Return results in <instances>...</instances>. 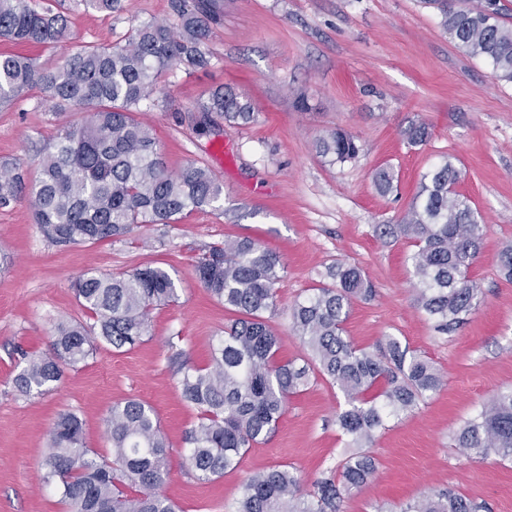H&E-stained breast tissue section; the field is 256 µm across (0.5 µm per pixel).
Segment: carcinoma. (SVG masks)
<instances>
[{
    "instance_id": "obj_1",
    "label": "carcinoma",
    "mask_w": 512,
    "mask_h": 512,
    "mask_svg": "<svg viewBox=\"0 0 512 512\" xmlns=\"http://www.w3.org/2000/svg\"><path fill=\"white\" fill-rule=\"evenodd\" d=\"M437 10L440 25L459 48L492 66L493 77L512 83V27L501 20L496 0H424ZM178 23L150 20L124 43L81 45L55 70L14 51L0 53V102L38 90L54 108L78 107L90 118L58 134L38 162L39 177L26 188L19 166L0 170V206L29 193L28 203L45 238L56 245L95 244L123 236L133 224H175L195 210L219 209L223 188L206 167L189 163L167 169L151 129L138 112L175 67L191 72L210 64L209 23L217 0H170ZM68 36V18L32 0H0V39L15 46L52 48ZM205 117L217 114L249 123L256 108L230 88H217L199 102ZM403 136L410 146L432 137L422 120ZM332 163L358 158L356 136L334 129L315 142ZM461 170L446 157L425 173L420 189L398 223L379 224L381 237L404 238L415 247L408 257L418 279L416 304L446 334L481 302V288L468 270L480 254L485 225L455 190ZM382 194L394 190L395 174H374ZM283 270L279 256L249 238L213 246L197 262L196 274L235 319L213 347L203 369H188L181 396L198 411L187 435L189 469L213 480L237 467L242 455L268 441L288 407L314 371L339 386L348 407L337 414L341 432L356 452L347 458L340 481L325 478L313 494L299 493L296 469L276 463L251 474L236 512H341L343 494L364 485L376 470L364 449L389 415L412 410L442 385L433 363L393 337L370 351L344 336L352 302L369 300L375 289L356 266L336 263L322 283L292 307V331L310 351L301 367L276 360L280 336L271 323L277 311L275 285ZM87 319L59 322L48 353L24 355L13 378L23 396L53 389L65 368L85 362L99 345L119 351L143 342L150 314L173 302L177 288L169 271L146 264L116 275L86 272L73 283ZM112 459L84 445L83 422L72 411L59 413L48 432L41 481L53 487L69 512H180L161 492L169 476V445L158 416L146 403L129 399L112 405L106 428ZM456 447L477 456L512 460V390L496 394L456 431ZM465 497L445 490L399 506L398 512H475Z\"/></svg>"
}]
</instances>
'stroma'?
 <instances>
[{
    "label": "stroma",
    "instance_id": "obj_1",
    "mask_svg": "<svg viewBox=\"0 0 512 512\" xmlns=\"http://www.w3.org/2000/svg\"><path fill=\"white\" fill-rule=\"evenodd\" d=\"M60 6L71 39L34 50L41 68L63 65L82 44H108L152 19H172L170 0H121L106 14L81 0H36ZM211 24L207 68L171 71L158 106L141 119L153 128L170 171L197 162L224 190L225 214L194 211L176 224H135L122 238L67 247L50 243L21 200L0 206V512H67L39 480L46 436L58 413H77L87 448L112 452L105 420L113 403L135 398L152 406L170 445L163 493L182 512H235L248 475L278 462L293 466L303 492L329 477L349 454L336 415L346 400L338 386L311 377L290 397L274 435L248 449L239 467L204 481L187 473L186 436L198 412L180 393L174 360L206 367L231 318L197 280L194 265L209 246L248 237L276 252L284 269L276 284L281 337L277 357L304 364L308 354L291 330L294 303L310 295L327 267L362 269L376 294L354 302L344 325L356 346L375 348L387 336L427 357L444 379L409 413L389 416L369 452L377 469L345 495L342 512H392L427 493L451 489L480 512H512V461L457 448L454 433L496 393L512 389V280L499 255L512 244V84L494 80L491 65L466 55L422 0H220ZM228 85L258 110L255 121H219L202 133L197 102ZM306 108L295 104L298 94ZM85 113L55 109L38 91L0 103V165L35 169L47 145ZM414 120L432 139L409 146ZM341 128L355 135L359 157L330 164L315 140ZM461 169L456 186L486 228L469 270L482 290L479 307L449 334H438L415 302L408 240L382 239L409 208L423 173L444 157ZM393 167L398 187L381 194L376 169ZM146 262L165 267L176 303L155 309L150 332L134 349L100 346L86 363L66 369L57 387L22 397L12 380L23 352H45L55 324L84 319L72 280L112 274Z\"/></svg>",
    "mask_w": 512,
    "mask_h": 512
}]
</instances>
